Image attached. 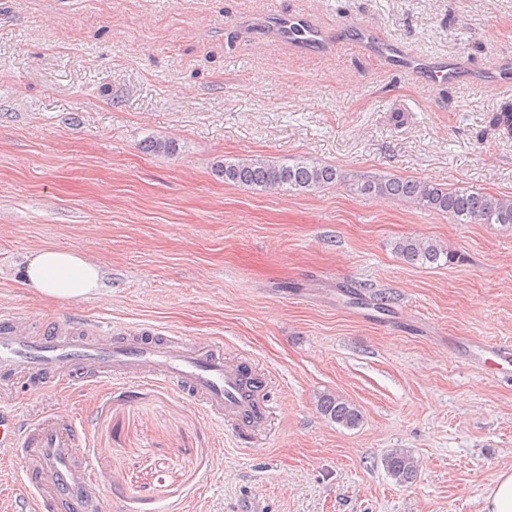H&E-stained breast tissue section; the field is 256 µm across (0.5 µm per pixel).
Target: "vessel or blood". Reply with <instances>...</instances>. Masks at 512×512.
Here are the masks:
<instances>
[{
	"instance_id": "obj_1",
	"label": "vessel or blood",
	"mask_w": 512,
	"mask_h": 512,
	"mask_svg": "<svg viewBox=\"0 0 512 512\" xmlns=\"http://www.w3.org/2000/svg\"><path fill=\"white\" fill-rule=\"evenodd\" d=\"M282 29L308 46L321 40L320 32L297 16L285 19ZM355 40L375 43L393 69L450 84L461 77L458 64L404 55L395 44L375 42L369 29H358ZM19 379L34 385L52 379L63 388L82 382L102 387L117 380L160 382L243 434L267 417L265 378L249 363L226 362L221 347L187 348L176 337L160 340L141 332L105 340L95 324L75 328L52 321L31 327L1 313L0 392L10 393ZM79 441L73 419L52 416L23 425L12 410L0 411V452L29 461L23 473L32 492L23 501L26 512H97L92 489L104 478L80 454Z\"/></svg>"
}]
</instances>
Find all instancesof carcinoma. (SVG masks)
<instances>
[{"instance_id": "carcinoma-1", "label": "carcinoma", "mask_w": 512, "mask_h": 512, "mask_svg": "<svg viewBox=\"0 0 512 512\" xmlns=\"http://www.w3.org/2000/svg\"><path fill=\"white\" fill-rule=\"evenodd\" d=\"M493 128L512 136V100L492 113ZM224 182L253 190H311L342 182L345 175L336 167L311 160L274 163L260 156L236 157L217 165ZM351 190L367 195L388 196L448 215L459 223L504 224L512 226V196H496L468 189H447L406 178H367L351 184ZM395 252L409 264L451 263L455 256L431 239L406 237L395 244ZM320 413L346 428L359 423L360 412L344 398L324 394L319 397ZM388 476L397 484H410L418 474V462L410 450L395 448L384 457Z\"/></svg>"}]
</instances>
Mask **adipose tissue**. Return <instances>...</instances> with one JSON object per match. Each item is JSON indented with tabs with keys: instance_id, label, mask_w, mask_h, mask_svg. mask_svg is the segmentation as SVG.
<instances>
[{
	"instance_id": "1",
	"label": "adipose tissue",
	"mask_w": 512,
	"mask_h": 512,
	"mask_svg": "<svg viewBox=\"0 0 512 512\" xmlns=\"http://www.w3.org/2000/svg\"><path fill=\"white\" fill-rule=\"evenodd\" d=\"M23 285L56 300L96 299L100 296L101 270L78 251L48 245L33 252L25 267Z\"/></svg>"
}]
</instances>
